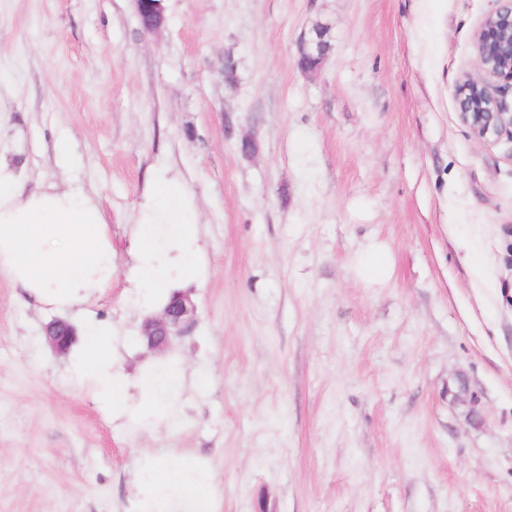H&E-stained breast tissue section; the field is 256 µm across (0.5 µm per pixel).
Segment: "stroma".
I'll return each instance as SVG.
<instances>
[{
	"label": "stroma",
	"mask_w": 512,
	"mask_h": 512,
	"mask_svg": "<svg viewBox=\"0 0 512 512\" xmlns=\"http://www.w3.org/2000/svg\"><path fill=\"white\" fill-rule=\"evenodd\" d=\"M497 5L164 0L150 34L133 0H0V160L91 193L112 237L111 288L66 321L159 363L127 280L158 173L199 203L207 270L182 421L138 433L0 276V512H122L139 448L207 459L218 512H512V139L453 95ZM326 34L325 28L315 27L308 36L302 38L296 62L303 72L316 73L321 69L329 49Z\"/></svg>",
	"instance_id": "obj_1"
}]
</instances>
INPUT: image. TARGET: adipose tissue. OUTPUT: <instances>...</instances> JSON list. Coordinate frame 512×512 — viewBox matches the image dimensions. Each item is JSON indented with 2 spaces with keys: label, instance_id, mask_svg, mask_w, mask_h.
Masks as SVG:
<instances>
[{
  "label": "adipose tissue",
  "instance_id": "obj_1",
  "mask_svg": "<svg viewBox=\"0 0 512 512\" xmlns=\"http://www.w3.org/2000/svg\"><path fill=\"white\" fill-rule=\"evenodd\" d=\"M198 208L179 182L158 179L140 211L132 301L160 311L175 281L204 276ZM0 275L26 295L67 312L111 287L116 275L109 229L98 203L83 190L55 185L26 190L20 173L0 161ZM111 321L87 319L83 341L68 352L69 378L93 390L114 422L128 430L175 424L186 379L166 359L130 378L116 354ZM214 473L196 456L141 451L126 512H214Z\"/></svg>",
  "mask_w": 512,
  "mask_h": 512
}]
</instances>
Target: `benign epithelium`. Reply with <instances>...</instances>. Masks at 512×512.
Here are the masks:
<instances>
[{
  "label": "benign epithelium",
  "instance_id": "obj_1",
  "mask_svg": "<svg viewBox=\"0 0 512 512\" xmlns=\"http://www.w3.org/2000/svg\"><path fill=\"white\" fill-rule=\"evenodd\" d=\"M145 30L151 34L163 26V0H134ZM480 76L465 75L454 88L461 121L481 140L512 139V104L506 95L512 90V0H498L476 33ZM329 49L326 29L316 27L303 37L297 66L305 73L318 72ZM195 304L187 294L175 298L156 316L144 320L141 328L147 349L167 350L174 337L193 323ZM74 331L69 324L54 321L47 327L50 346L66 354Z\"/></svg>",
  "mask_w": 512,
  "mask_h": 512
}]
</instances>
